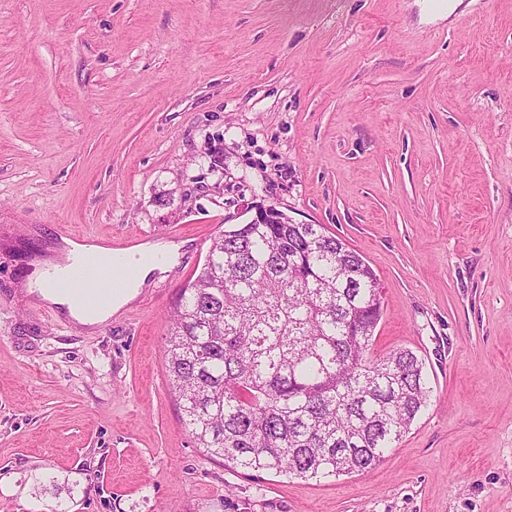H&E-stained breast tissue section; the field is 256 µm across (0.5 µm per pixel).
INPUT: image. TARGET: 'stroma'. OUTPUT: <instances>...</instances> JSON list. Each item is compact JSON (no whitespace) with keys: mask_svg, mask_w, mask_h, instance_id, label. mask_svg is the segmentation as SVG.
<instances>
[{"mask_svg":"<svg viewBox=\"0 0 512 512\" xmlns=\"http://www.w3.org/2000/svg\"><path fill=\"white\" fill-rule=\"evenodd\" d=\"M0 0V512H512V0ZM321 224L425 363L379 468H226L167 317L230 224ZM180 245L95 327L30 286L65 240Z\"/></svg>","mask_w":512,"mask_h":512,"instance_id":"obj_1","label":"stroma"}]
</instances>
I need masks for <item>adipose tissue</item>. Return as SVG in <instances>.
<instances>
[{
  "label": "adipose tissue",
  "mask_w": 512,
  "mask_h": 512,
  "mask_svg": "<svg viewBox=\"0 0 512 512\" xmlns=\"http://www.w3.org/2000/svg\"><path fill=\"white\" fill-rule=\"evenodd\" d=\"M178 250V245L172 243L156 248L152 259L139 264L137 273L127 290L115 296L111 306L106 308L87 309L76 296L58 292L54 287L55 279L67 275L72 264L87 258H109V250L96 244L67 241L65 249L68 259L67 264H53L47 267L42 271L35 286L41 299L66 308L70 317L79 324L93 326L109 319L114 310L120 309L125 303L134 298L139 288L144 287L148 277L153 272H167L175 261Z\"/></svg>",
  "instance_id": "ef3b65f1"
}]
</instances>
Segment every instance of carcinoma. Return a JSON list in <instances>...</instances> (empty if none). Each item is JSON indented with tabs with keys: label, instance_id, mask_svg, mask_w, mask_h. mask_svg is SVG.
Segmentation results:
<instances>
[{
	"label": "carcinoma",
	"instance_id": "1",
	"mask_svg": "<svg viewBox=\"0 0 512 512\" xmlns=\"http://www.w3.org/2000/svg\"><path fill=\"white\" fill-rule=\"evenodd\" d=\"M181 288L165 363L197 447L248 473L375 469L430 399L409 349L376 355V274L321 224H233Z\"/></svg>",
	"mask_w": 512,
	"mask_h": 512
}]
</instances>
